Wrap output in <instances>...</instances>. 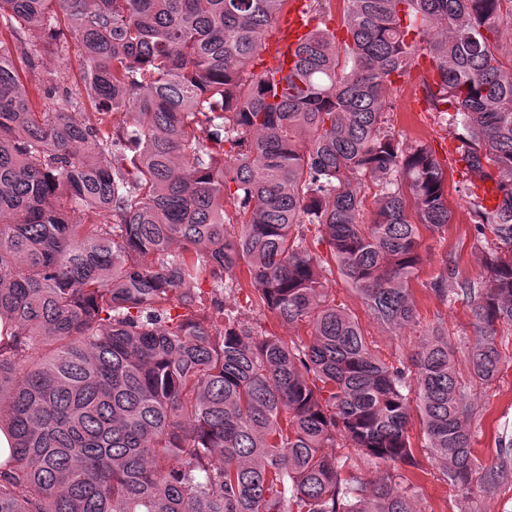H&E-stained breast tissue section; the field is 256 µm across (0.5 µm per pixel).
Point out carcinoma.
Returning a JSON list of instances; mask_svg holds the SVG:
<instances>
[{"label":"carcinoma","instance_id":"carcinoma-1","mask_svg":"<svg viewBox=\"0 0 512 512\" xmlns=\"http://www.w3.org/2000/svg\"><path fill=\"white\" fill-rule=\"evenodd\" d=\"M285 2L0 0L14 49L54 39L60 14L86 62L75 95L59 71L26 83L0 40V512H415L391 477L344 476L326 452L342 442L418 466L412 400L463 497L512 477L502 461L476 464L444 333L412 366L385 363L328 301L305 247L313 227L374 319L415 321L420 229L440 232L453 211L428 146L385 128L383 90L425 45L426 100L461 129L463 190L488 244L482 287H448L445 259L433 291L471 308V379L498 376L497 325H512V68L494 34L512 0H344L348 40L317 24L279 82L249 67ZM41 90L68 107L32 111ZM116 113L126 122L107 125ZM471 174L495 184V204ZM244 266L261 306L308 324V345L256 336L224 308Z\"/></svg>","mask_w":512,"mask_h":512}]
</instances>
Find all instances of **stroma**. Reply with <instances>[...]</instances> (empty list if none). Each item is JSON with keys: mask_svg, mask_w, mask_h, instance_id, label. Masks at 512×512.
<instances>
[{"mask_svg": "<svg viewBox=\"0 0 512 512\" xmlns=\"http://www.w3.org/2000/svg\"><path fill=\"white\" fill-rule=\"evenodd\" d=\"M59 40L62 47L58 53L44 52L41 44L34 42L28 44L27 52L34 58L39 73L65 72L70 85L80 87L83 61L70 34H61ZM429 72L425 57H416L409 74L394 78L385 89L388 127L405 144L419 141L432 149L447 172L446 193L455 211L452 223L444 231L435 235L426 231L421 234L423 262L411 283L417 318L411 324L396 328L378 323L337 270L326 271L324 285L330 298L357 320L370 349L386 363L410 362L424 339L435 328H442L468 396L476 455L481 464L488 465L496 460L500 445L512 443V326L498 327L497 344L504 362L500 375L485 384L473 381L468 371L467 352L479 341L480 332L463 300L441 302L430 288L446 259L453 261L459 278L477 279L481 248L476 244L467 204L457 190L461 175L453 162L456 130L449 125L446 116L428 106L423 95L420 78ZM225 300L256 334L277 336L290 343L308 340L305 326H288L260 306L250 284H243L241 289L227 294ZM409 435L416 456L422 460L417 469L405 467L389 473L351 447L337 449L336 455L345 460L347 469L357 472L363 479L392 475L397 486L412 498L416 512H512V482L506 483L499 495L487 496L477 491L470 500L461 501L442 468L427 461L418 418H411Z\"/></svg>", "mask_w": 512, "mask_h": 512, "instance_id": "obj_1", "label": "stroma"}]
</instances>
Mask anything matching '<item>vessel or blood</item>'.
I'll use <instances>...</instances> for the list:
<instances>
[{
    "instance_id": "obj_1",
    "label": "vessel or blood",
    "mask_w": 512,
    "mask_h": 512,
    "mask_svg": "<svg viewBox=\"0 0 512 512\" xmlns=\"http://www.w3.org/2000/svg\"><path fill=\"white\" fill-rule=\"evenodd\" d=\"M315 21L306 9L305 0H292L288 10L276 18L277 37L262 49V68L281 75L288 74L296 59L295 50L314 28Z\"/></svg>"
}]
</instances>
